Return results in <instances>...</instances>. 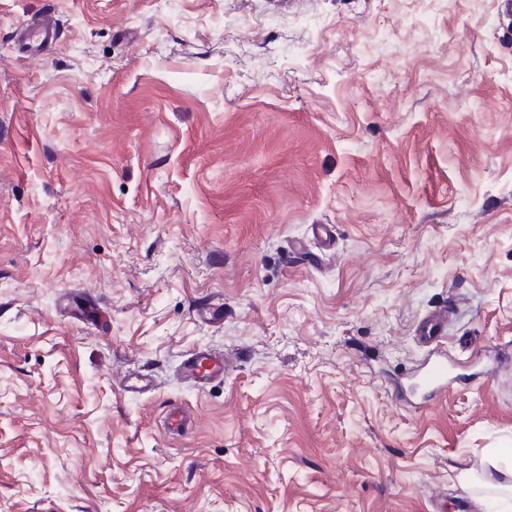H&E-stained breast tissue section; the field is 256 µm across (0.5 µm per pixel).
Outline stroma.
<instances>
[{"mask_svg": "<svg viewBox=\"0 0 512 512\" xmlns=\"http://www.w3.org/2000/svg\"><path fill=\"white\" fill-rule=\"evenodd\" d=\"M443 304L458 379L419 408L382 380ZM198 346L235 371L180 379ZM507 351L500 0H0V512H499L459 474L512 484ZM118 387L124 394L136 396L158 390L159 383L152 374L145 370H128L120 378Z\"/></svg>", "mask_w": 512, "mask_h": 512, "instance_id": "1", "label": "stroma"}]
</instances>
